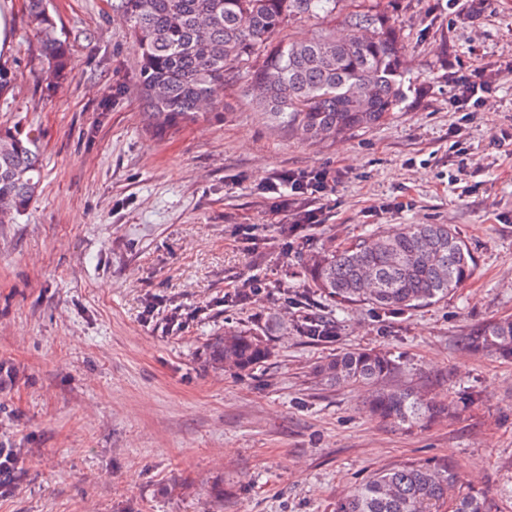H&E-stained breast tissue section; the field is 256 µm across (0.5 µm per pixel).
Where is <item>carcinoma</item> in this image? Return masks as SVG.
I'll use <instances>...</instances> for the list:
<instances>
[{"mask_svg":"<svg viewBox=\"0 0 512 512\" xmlns=\"http://www.w3.org/2000/svg\"><path fill=\"white\" fill-rule=\"evenodd\" d=\"M346 0H119L118 8L143 47L139 92L144 118L162 135L193 122L202 106L224 107V87L252 65L251 93L274 127L320 143L388 120L403 99L400 35L374 0L348 12L343 31L308 41L274 40L292 22L336 13ZM48 84L72 74L70 49L46 0H28ZM41 155L33 138L0 128V224L34 199ZM474 260L448 224H403L361 237L340 251L306 261L314 287L339 306L366 304L406 310L439 301L471 276ZM478 352L512 359V318L494 319L462 337ZM269 356L261 339L228 330L214 360L246 370ZM397 365L377 351H346L321 368L333 383L368 386L369 405L384 422L429 423L446 407L384 381ZM495 512L482 491L462 487L450 464L412 462L382 469L336 502V512Z\"/></svg>","mask_w":512,"mask_h":512,"instance_id":"obj_1","label":"carcinoma"}]
</instances>
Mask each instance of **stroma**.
<instances>
[{"instance_id":"obj_1","label":"stroma","mask_w":512,"mask_h":512,"mask_svg":"<svg viewBox=\"0 0 512 512\" xmlns=\"http://www.w3.org/2000/svg\"><path fill=\"white\" fill-rule=\"evenodd\" d=\"M49 4L74 72L51 88L27 0H0L14 76L0 128L30 133L43 159L37 196L0 224V446L19 451L0 512H335L369 471L426 460L512 512V359L461 342L512 317V0H392L400 107L318 144L270 129L245 69L222 113L152 136L142 47L115 0ZM474 73L490 92L459 111ZM320 169L321 191L280 208L281 175ZM395 224L453 225L472 276L396 313L315 290L311 251ZM252 278L262 293L235 296ZM307 316L335 336L302 333ZM228 328L262 337L269 358L213 362ZM349 349L387 352L391 385L474 400L385 423L367 388L319 373Z\"/></svg>"}]
</instances>
